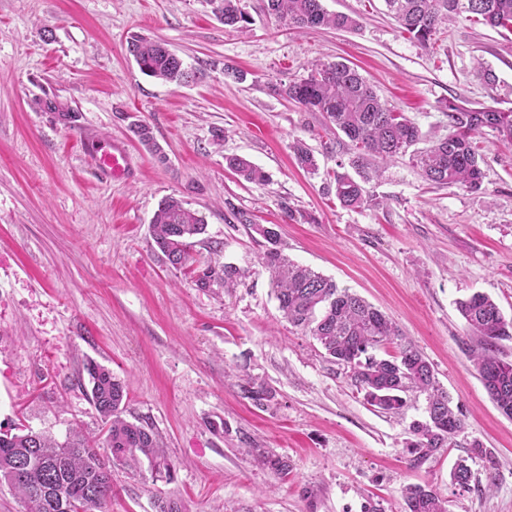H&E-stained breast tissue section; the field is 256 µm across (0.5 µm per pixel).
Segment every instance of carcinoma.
I'll list each match as a JSON object with an SVG mask.
<instances>
[{"mask_svg": "<svg viewBox=\"0 0 512 512\" xmlns=\"http://www.w3.org/2000/svg\"><path fill=\"white\" fill-rule=\"evenodd\" d=\"M224 23L241 28L248 22L245 0H209ZM387 11L424 47L431 45L445 22L459 17L491 27H512V0H384ZM269 18L288 29L333 28L351 30L358 21L344 13L327 11L321 0H263ZM128 52L144 74L179 83L189 77L182 60L161 41L136 37ZM281 95L309 112L324 114L330 128L348 138L354 150L352 165L358 173H335L336 199L353 209L378 205L366 188L384 165L409 156L421 176L436 186H458L478 191L483 184V158L475 138L490 129L512 141V110L470 108L453 100L442 103L447 133L423 149L418 125L403 112L388 106L359 72L342 61L315 62L309 74L280 89ZM36 108L66 128L77 127L79 113L48 96L34 100ZM136 139L161 162L166 160L152 127L143 120L130 123ZM297 165L316 171L311 150L300 140L292 145ZM228 169L244 181L265 185L268 175L249 159L225 157ZM151 226L158 248L175 270L190 269L200 289L222 285L233 288L246 278L234 265L220 268L193 267L194 238L203 233L205 220L179 198L164 199ZM268 243L262 268L270 275L279 310L288 322L319 343L330 360L345 365L352 384L364 392L368 403L387 411H399L409 394L425 396V417L410 424V467L419 468L435 457L464 431L462 413L436 380L427 359L410 343L402 341L399 327L380 309L336 282L291 262L283 254L277 232L253 225ZM470 339L469 358L490 399L502 415L512 418V360L500 356L501 342L512 340V318L504 316L488 295L476 292L457 302ZM397 352L379 355L387 345ZM89 399L107 426L98 440L71 432L62 441L29 428L17 433L0 431V482L19 498L21 512H59L50 498H64V512H103L112 498V467L137 469L147 460L154 479L174 477V465L160 448L153 427L122 417L127 394L122 383L103 366L85 365ZM245 398L262 407L273 398L268 387L250 381L241 385ZM255 459L277 475L289 472L288 458L264 448L251 450ZM406 512H447L446 502L432 489L419 484L402 490Z\"/></svg>", "mask_w": 512, "mask_h": 512, "instance_id": "1", "label": "carcinoma"}]
</instances>
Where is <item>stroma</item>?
I'll use <instances>...</instances> for the list:
<instances>
[{
	"instance_id": "35a3bbf8",
	"label": "stroma",
	"mask_w": 512,
	"mask_h": 512,
	"mask_svg": "<svg viewBox=\"0 0 512 512\" xmlns=\"http://www.w3.org/2000/svg\"><path fill=\"white\" fill-rule=\"evenodd\" d=\"M245 4L237 31L208 0H0V429L102 437L78 384L93 361L123 381L125 418L152 424L176 468L168 483L113 467L108 512H156L160 497L186 512H404L409 484L434 490L448 512H512V419L473 370L456 308L480 291L512 318V142L477 136L481 190L428 185L402 158L368 185L379 206L345 208L333 175L351 169L348 139L280 94L311 62L341 60L430 140L444 132L445 100L512 110V30L460 18L426 48L384 0H322L357 19L347 31L287 30L263 0ZM135 35L166 43L191 79L143 74L127 52ZM46 92L78 110L77 129L33 108ZM132 115L151 125L165 163L134 139ZM297 139L318 172L296 166ZM88 141L123 147L125 176L102 174ZM228 154L247 156L269 183L240 181ZM169 196L205 219L196 264L249 270L244 283L202 290L169 267L150 224ZM258 224L276 229L289 259L385 312L431 363L466 414L436 458L408 464L407 428L424 397L399 412L370 406L347 367L283 318L259 264ZM240 376L273 390L268 407L242 396ZM243 435L287 456L288 475L246 460ZM461 461L466 490L452 479Z\"/></svg>"
}]
</instances>
